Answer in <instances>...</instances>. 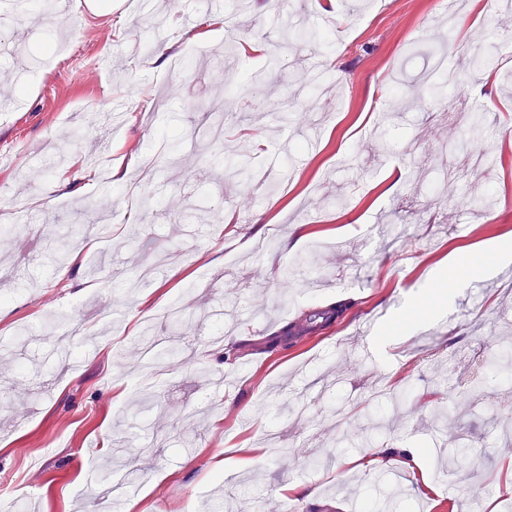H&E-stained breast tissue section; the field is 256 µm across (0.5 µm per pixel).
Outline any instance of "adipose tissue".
<instances>
[{
	"mask_svg": "<svg viewBox=\"0 0 512 512\" xmlns=\"http://www.w3.org/2000/svg\"><path fill=\"white\" fill-rule=\"evenodd\" d=\"M512 263V232L506 231L491 241L480 243L477 251L449 252L433 270L429 288L419 303L402 318L406 332L416 333L429 321L443 316L449 304L470 281L491 275L497 266Z\"/></svg>",
	"mask_w": 512,
	"mask_h": 512,
	"instance_id": "ef3b65f1",
	"label": "adipose tissue"
}]
</instances>
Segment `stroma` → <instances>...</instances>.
Returning a JSON list of instances; mask_svg holds the SVG:
<instances>
[{"instance_id":"35a3bbf8","label":"stroma","mask_w":512,"mask_h":512,"mask_svg":"<svg viewBox=\"0 0 512 512\" xmlns=\"http://www.w3.org/2000/svg\"><path fill=\"white\" fill-rule=\"evenodd\" d=\"M52 3L41 14L18 0L0 15V358L17 370L0 379V493L27 512H86L92 490L93 512H109L105 485L89 482L108 456L137 512H206L215 500L263 512L270 497L291 512H359L381 504L382 485L358 461L381 453L405 485L396 512H437L451 497L500 512L512 490V427L501 423L512 370L483 373V394L454 390L444 422L430 406L413 421L411 398L465 381L461 363L512 344V285L473 281L414 335L393 320L449 251L512 230V30L494 26L487 0H251L252 23L234 36L270 50L221 68L213 50L236 0H181L175 13L161 0ZM457 41L488 58L491 84L479 86ZM273 50L292 60L271 72ZM440 55L455 83L397 108L396 91ZM263 71L265 83L237 93ZM451 96L483 108L482 134L435 115ZM476 140L477 180L460 170ZM172 145L191 169L169 164ZM240 157L247 175L225 178ZM87 197L105 198L106 217L80 213ZM78 223L97 235L68 238L69 260L54 265L48 245ZM298 228L306 240L286 252ZM16 233L32 240L28 253L10 249ZM98 262L111 286L89 275ZM148 266L127 294L123 279ZM187 296L173 331L163 309ZM341 304L329 326L275 342ZM53 312L85 327L70 357L43 329ZM367 317L372 336L357 339ZM147 319L162 340L148 380L132 354ZM396 385L406 393L394 405L379 392ZM151 386L157 407L137 410ZM379 414L393 433L365 450L335 445L347 424ZM402 446L421 448L434 492L421 494ZM461 446L467 470L452 459Z\"/></svg>"}]
</instances>
